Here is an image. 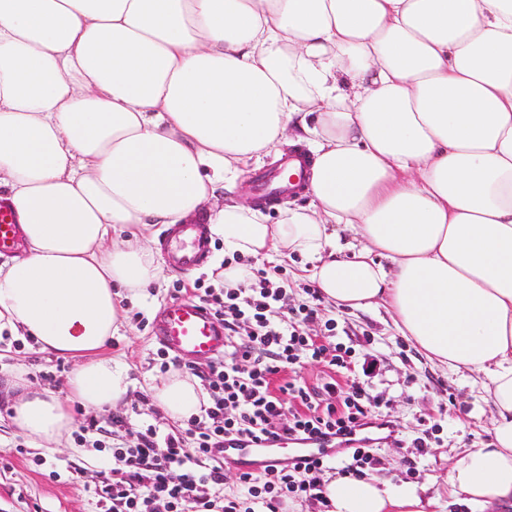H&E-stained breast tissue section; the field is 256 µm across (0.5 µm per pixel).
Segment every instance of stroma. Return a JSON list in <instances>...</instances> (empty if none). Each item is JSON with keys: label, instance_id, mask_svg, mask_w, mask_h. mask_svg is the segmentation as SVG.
<instances>
[{"label": "stroma", "instance_id": "stroma-1", "mask_svg": "<svg viewBox=\"0 0 512 512\" xmlns=\"http://www.w3.org/2000/svg\"><path fill=\"white\" fill-rule=\"evenodd\" d=\"M273 152L253 164L234 194L247 208H259L268 223H276L281 207L308 205L310 198L299 194L283 202L255 204L254 181L258 173L272 168L279 160ZM167 233L163 224L152 225L147 233L162 269V276L147 296L124 300L126 327L122 335L113 337L108 353L128 366L134 389L129 402L115 413L99 412L95 418L106 433L109 443H119L124 432L112 426L113 415L128 418L144 427L157 425L165 430L174 423L154 404V388L172 372L196 379L207 374L209 357L182 355L174 363H166L157 339V317L163 305L173 299L190 298L196 283L215 288L224 282L213 273V266L223 263L224 241L211 240L208 263L185 273L165 260L160 244ZM303 259L296 253L268 259H254L257 268L269 270L274 280L288 286L287 304L297 306L308 299L312 283L302 272ZM336 321V339L355 348L357 354L377 357V374L372 392L382 399L381 415L397 426L389 439L374 446L378 463L374 475L391 479L396 485L420 484L429 477H444L456 454L478 448L491 440L493 415L483 400L481 385L468 377L432 365L394 328L381 309H350L318 301V317L307 331L324 336L327 319ZM76 363L39 352L30 341L17 339L0 342V369L23 370L35 388L59 393ZM7 405L0 398V512H98L95 489L111 458L90 447L80 446L75 435H67L61 444L46 446L14 428L6 418ZM430 426V448L419 455L413 446L421 437L423 426Z\"/></svg>", "mask_w": 512, "mask_h": 512}]
</instances>
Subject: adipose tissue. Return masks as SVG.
<instances>
[{
  "label": "adipose tissue",
  "instance_id": "ef3b65f1",
  "mask_svg": "<svg viewBox=\"0 0 512 512\" xmlns=\"http://www.w3.org/2000/svg\"><path fill=\"white\" fill-rule=\"evenodd\" d=\"M309 146L306 208L233 200L248 167ZM0 333L76 361L64 397L12 372L11 424L59 443L132 382L107 355L161 269L154 224L207 210L226 252L288 249L337 306L383 308L486 380L492 441L443 485L324 480L328 512L512 507V0H0ZM173 421L207 397L175 373ZM10 250L12 251L9 252ZM19 250L18 224H15L14 216L9 209L0 207V253L9 252L0 258V262L17 254Z\"/></svg>",
  "mask_w": 512,
  "mask_h": 512
}]
</instances>
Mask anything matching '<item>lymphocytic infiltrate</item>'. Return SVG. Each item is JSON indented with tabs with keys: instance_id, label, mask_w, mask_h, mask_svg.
<instances>
[{
	"instance_id": "obj_1",
	"label": "lymphocytic infiltrate",
	"mask_w": 512,
	"mask_h": 512,
	"mask_svg": "<svg viewBox=\"0 0 512 512\" xmlns=\"http://www.w3.org/2000/svg\"><path fill=\"white\" fill-rule=\"evenodd\" d=\"M251 274L236 287L204 288L199 300L224 329V351L203 379L208 403L188 421L186 434L150 425L126 426L125 443L110 451L115 461L97 490L100 512H288L289 502L326 505L322 472L329 456L270 467L239 476L241 494L224 491V444L349 436L365 428L379 407L368 381L356 373L352 347L309 335L316 307L285 309V288L252 260L234 254ZM327 374L311 387L301 378L307 363Z\"/></svg>"
}]
</instances>
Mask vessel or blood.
I'll use <instances>...</instances> for the list:
<instances>
[{
  "instance_id": "vessel-or-blood-1",
  "label": "vessel or blood",
  "mask_w": 512,
  "mask_h": 512,
  "mask_svg": "<svg viewBox=\"0 0 512 512\" xmlns=\"http://www.w3.org/2000/svg\"><path fill=\"white\" fill-rule=\"evenodd\" d=\"M298 160L297 155L284 157L278 169L258 175L255 179L263 194L279 196L288 187L280 180L279 172ZM18 240V226L9 209L0 207V253L10 251ZM210 252V239L204 224L173 225L166 238V253L171 264L189 272L201 266ZM161 344L179 355L215 356L224 350V331L211 313L188 299L167 303L161 310L157 325ZM312 448H300L278 456L271 451L255 448L250 441L241 446L225 448L224 459L241 471L258 473L271 465L285 466L312 455Z\"/></svg>"
}]
</instances>
